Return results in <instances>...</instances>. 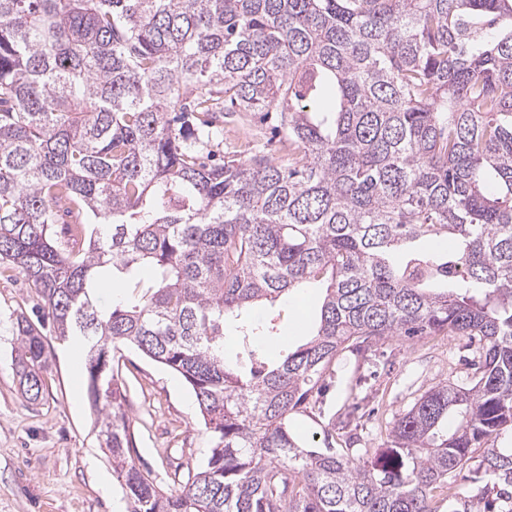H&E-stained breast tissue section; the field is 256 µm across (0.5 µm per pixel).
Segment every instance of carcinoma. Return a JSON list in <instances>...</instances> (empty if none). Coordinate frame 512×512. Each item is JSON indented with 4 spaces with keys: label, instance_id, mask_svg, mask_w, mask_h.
Returning a JSON list of instances; mask_svg holds the SVG:
<instances>
[{
    "label": "carcinoma",
    "instance_id": "carcinoma-1",
    "mask_svg": "<svg viewBox=\"0 0 512 512\" xmlns=\"http://www.w3.org/2000/svg\"><path fill=\"white\" fill-rule=\"evenodd\" d=\"M272 108L301 164L203 161L222 114ZM62 208L87 219L66 245ZM0 265L81 338L128 512H437L479 449L512 488V444L482 447L512 430V0H0ZM316 279L311 337L269 357L250 311ZM440 334L478 343L466 383L421 395L371 467L292 434L342 350ZM15 336L36 401L45 338L23 314ZM124 347L210 433L170 492L136 463Z\"/></svg>",
    "mask_w": 512,
    "mask_h": 512
}]
</instances>
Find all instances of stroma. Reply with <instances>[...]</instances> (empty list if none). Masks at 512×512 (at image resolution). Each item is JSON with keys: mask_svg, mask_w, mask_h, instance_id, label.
<instances>
[{"mask_svg": "<svg viewBox=\"0 0 512 512\" xmlns=\"http://www.w3.org/2000/svg\"><path fill=\"white\" fill-rule=\"evenodd\" d=\"M244 138L263 151L278 146L280 164L292 160L277 112H243L225 120L224 134L210 152L215 157L236 152ZM324 294L316 287L304 306L280 299L255 313L274 318L283 346L293 349L314 329L312 322H299L300 310L317 314ZM37 304L21 273L0 269V512H113V500L125 493L98 445L82 355L72 343L51 342L41 398L30 401L19 390L12 322L20 313L37 319ZM475 355L467 337L442 335L413 341L389 337L362 356L343 351L325 376V391L297 416V428L308 438L326 427L338 452L373 463L389 447L394 422L430 388L462 381ZM114 372L126 390L140 467L151 471L160 488L173 489L175 465L200 464L210 446L191 392L177 375L133 348L122 350ZM448 482L449 489L431 491L441 502L439 512H448L443 504L448 490L491 499L500 487L497 478L466 470L449 475Z\"/></svg>", "mask_w": 512, "mask_h": 512, "instance_id": "1", "label": "stroma"}]
</instances>
